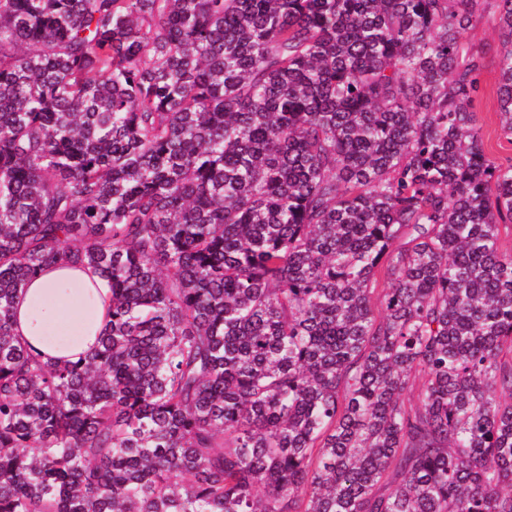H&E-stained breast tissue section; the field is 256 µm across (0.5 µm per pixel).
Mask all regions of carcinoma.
I'll return each instance as SVG.
<instances>
[{"label": "carcinoma", "instance_id": "1", "mask_svg": "<svg viewBox=\"0 0 512 512\" xmlns=\"http://www.w3.org/2000/svg\"><path fill=\"white\" fill-rule=\"evenodd\" d=\"M486 2L0 0V512H512ZM84 262L44 363L14 298ZM494 9L475 28L465 34L467 40L485 53V69L481 77L483 92L474 102L477 125L481 128L486 153L499 163H512V143L501 135L497 104L498 60L501 46ZM75 295L89 307V314L71 305ZM111 296L109 282L97 267L49 266L18 291L14 332L37 349L45 362L76 361L97 345L109 323ZM53 324L70 326V337L63 342L52 338L47 327Z\"/></svg>", "mask_w": 512, "mask_h": 512}]
</instances>
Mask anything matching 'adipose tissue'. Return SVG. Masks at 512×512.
<instances>
[{"label": "adipose tissue", "mask_w": 512, "mask_h": 512, "mask_svg": "<svg viewBox=\"0 0 512 512\" xmlns=\"http://www.w3.org/2000/svg\"><path fill=\"white\" fill-rule=\"evenodd\" d=\"M111 296L97 267H47L18 291L14 332L43 361L77 360L96 346L109 323Z\"/></svg>", "instance_id": "obj_1"}]
</instances>
